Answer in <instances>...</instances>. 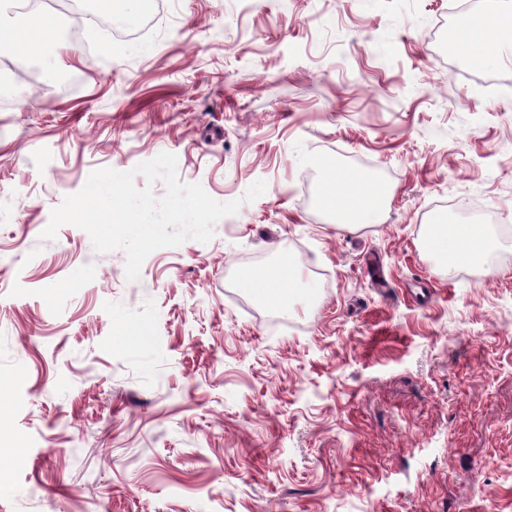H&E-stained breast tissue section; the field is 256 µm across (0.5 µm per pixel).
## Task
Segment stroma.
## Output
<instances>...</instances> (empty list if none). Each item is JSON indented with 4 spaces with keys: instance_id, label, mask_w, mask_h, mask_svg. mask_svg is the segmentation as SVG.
<instances>
[{
    "instance_id": "obj_1",
    "label": "stroma",
    "mask_w": 512,
    "mask_h": 512,
    "mask_svg": "<svg viewBox=\"0 0 512 512\" xmlns=\"http://www.w3.org/2000/svg\"><path fill=\"white\" fill-rule=\"evenodd\" d=\"M449 0L89 5L81 40L0 84V512H512V45L443 48ZM163 152L239 201L209 243L125 255L42 239L94 170ZM373 177L333 223L326 168ZM262 180L265 193L244 201ZM498 258L446 270L426 224ZM288 253L284 315L244 273ZM320 201L336 224L353 228L379 212L384 195L372 177L334 167L323 176Z\"/></svg>"
}]
</instances>
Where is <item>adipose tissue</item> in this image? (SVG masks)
<instances>
[{
    "instance_id": "adipose-tissue-1",
    "label": "adipose tissue",
    "mask_w": 512,
    "mask_h": 512,
    "mask_svg": "<svg viewBox=\"0 0 512 512\" xmlns=\"http://www.w3.org/2000/svg\"><path fill=\"white\" fill-rule=\"evenodd\" d=\"M57 30L56 14L38 8L26 14L20 26L0 23V45L34 52L52 40ZM489 30L498 34V41L484 40L483 34ZM504 40L512 43V11L494 8L471 14L468 24L455 35L456 44L480 63L492 57ZM320 201L337 224L353 228L366 223L372 214L379 212L384 195L380 184L372 177L334 167L323 177ZM494 246L489 234L476 232L467 224H430L422 237V247L430 256L441 262H450L454 267L484 263ZM299 281L297 266L283 254L267 267L245 275L243 285L250 288L259 302L287 313L291 310L292 288Z\"/></svg>"
}]
</instances>
